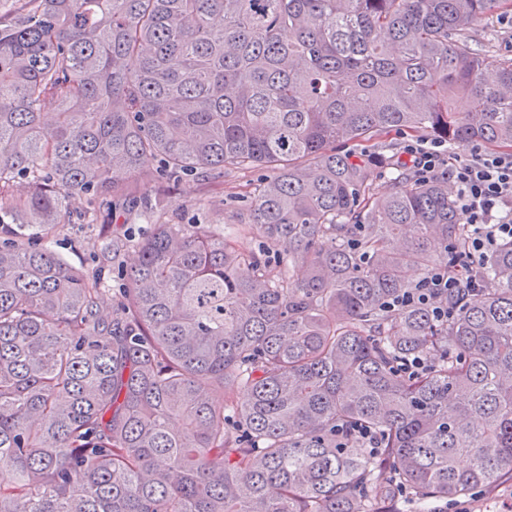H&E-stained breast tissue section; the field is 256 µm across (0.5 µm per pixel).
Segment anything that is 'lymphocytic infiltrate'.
<instances>
[{
  "label": "lymphocytic infiltrate",
  "mask_w": 512,
  "mask_h": 512,
  "mask_svg": "<svg viewBox=\"0 0 512 512\" xmlns=\"http://www.w3.org/2000/svg\"><path fill=\"white\" fill-rule=\"evenodd\" d=\"M442 141L407 138L402 154L413 165V174L426 182L447 175L456 192L458 209L470 226L467 261L463 269L434 268L416 288L395 298V305L420 306L440 321L453 316L465 296L476 293L473 268L488 259L504 241H512V155L472 150L446 165Z\"/></svg>",
  "instance_id": "lymphocytic-infiltrate-1"
}]
</instances>
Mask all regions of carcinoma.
I'll return each mask as SVG.
<instances>
[{
    "label": "carcinoma",
    "mask_w": 512,
    "mask_h": 512,
    "mask_svg": "<svg viewBox=\"0 0 512 512\" xmlns=\"http://www.w3.org/2000/svg\"><path fill=\"white\" fill-rule=\"evenodd\" d=\"M10 2L0 512H388L398 484L429 503L512 479V243L447 321L392 309L463 265L468 230L447 181L369 178L397 131L512 148V60L468 35L512 0ZM254 168L233 230L136 241L119 303L48 245L74 196L92 224L143 176ZM355 424L378 448L336 437Z\"/></svg>",
    "instance_id": "carcinoma-1"
}]
</instances>
